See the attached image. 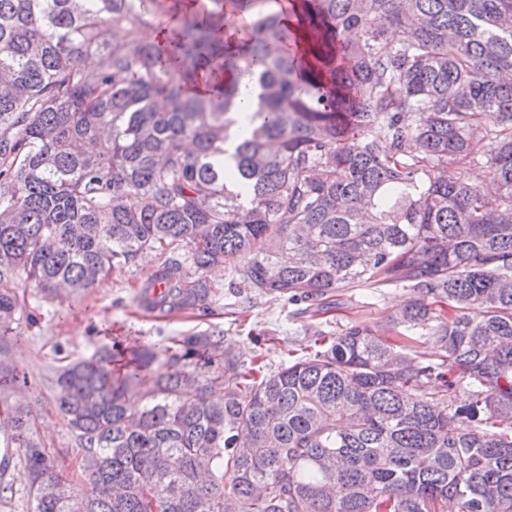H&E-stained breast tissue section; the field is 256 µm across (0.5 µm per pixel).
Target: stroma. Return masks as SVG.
Returning <instances> with one entry per match:
<instances>
[{
  "label": "stroma",
  "instance_id": "1",
  "mask_svg": "<svg viewBox=\"0 0 512 512\" xmlns=\"http://www.w3.org/2000/svg\"><path fill=\"white\" fill-rule=\"evenodd\" d=\"M161 263L158 252H146L135 266L112 272L84 291L56 299L43 298L34 285L22 280L11 282L13 288L24 290L27 311L34 317L33 322H21L11 346L15 365L28 375L21 396L38 420L40 436L55 456L58 471L76 489H87L88 482L80 468V451L54 408L57 369L88 359L104 347L161 348L176 336L220 330L225 347L242 363L258 357L274 371L287 364L289 351L304 343L305 326L296 318L293 305L274 295L238 296L227 264L213 266L205 273L213 290L208 313L144 311L136 299ZM410 298V291L401 287L380 293L355 288L342 292L340 306L323 319L340 326H382L395 318Z\"/></svg>",
  "mask_w": 512,
  "mask_h": 512
}]
</instances>
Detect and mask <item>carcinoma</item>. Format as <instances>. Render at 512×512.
Listing matches in <instances>:
<instances>
[{
  "label": "carcinoma",
  "instance_id": "obj_1",
  "mask_svg": "<svg viewBox=\"0 0 512 512\" xmlns=\"http://www.w3.org/2000/svg\"><path fill=\"white\" fill-rule=\"evenodd\" d=\"M214 2L248 55L183 0H0V282L78 292L151 250L160 310L207 305L219 262L315 317L344 288L413 299L274 373L221 331L64 367L80 494L9 400L25 298L0 288V467L26 466L33 512H512V0ZM149 13L173 40L141 38ZM208 64L232 78L191 93ZM478 160L492 192L449 171Z\"/></svg>",
  "mask_w": 512,
  "mask_h": 512
}]
</instances>
